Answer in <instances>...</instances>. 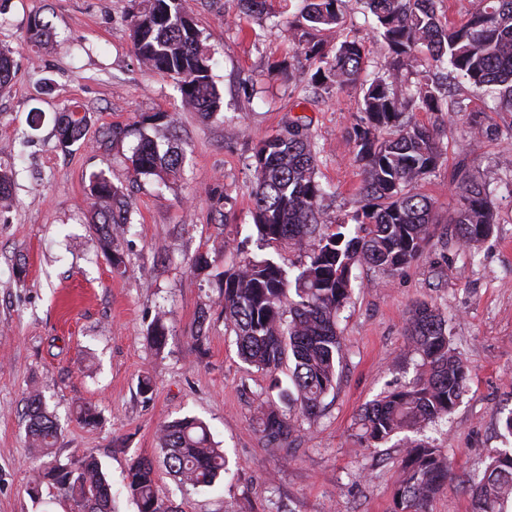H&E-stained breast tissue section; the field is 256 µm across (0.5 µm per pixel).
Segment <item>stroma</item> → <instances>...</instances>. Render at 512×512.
<instances>
[{
	"mask_svg": "<svg viewBox=\"0 0 512 512\" xmlns=\"http://www.w3.org/2000/svg\"><path fill=\"white\" fill-rule=\"evenodd\" d=\"M136 0H7L0 8V50L15 65L0 95V169L13 175V196L0 211V512H77L53 485L31 487L33 455L25 404L42 393L62 434L61 460L90 453L112 486L116 512H138L125 483L131 464L158 460L159 430L184 416L202 419L224 448L228 471L210 486H183L166 470L157 479L174 512H396L405 450L398 439L368 448L358 417L387 391L411 385L421 359L405 334L412 306L435 304L449 319L452 344L471 380L454 413L426 428L422 442L446 454L457 477L484 466L489 452L512 448L501 420L512 411V197L500 181L512 173V141L465 135L467 114L452 116L443 138L445 162L420 186L440 224L456 208L452 173L459 163L478 171L495 199L498 222L472 247L433 240L423 258L396 274L355 268L349 304L339 315L345 358L336 387L315 420H302L287 450L265 448L257 426L262 396H276L272 378L243 362L224 324L219 290L197 274L192 257L209 254L215 270L230 262L224 238L284 266L298 252L258 245L251 237L254 185L249 157L262 138L305 116L322 146L318 175L331 196L329 214L359 209L362 175L352 127L359 91L311 89L288 22L240 17L235 0H183L211 56L222 104L209 119L187 106L175 79L143 70L128 14ZM346 34L364 43L370 62L389 48L359 0H348ZM52 27L46 44L32 42L31 20ZM304 106H295L297 96ZM80 106L84 139L61 150L57 112ZM44 113L30 128L32 109ZM170 116L185 153L181 177L169 186L137 177L128 158L139 133L153 134ZM122 135L114 139L112 128ZM101 173L123 188L131 222L115 236L126 260L113 271L90 228L86 189ZM208 312L203 350L192 339ZM168 320L170 336L155 349L148 328ZM150 376L154 392L138 382ZM96 406L102 422L80 424L79 405ZM449 482L428 512H470L469 498Z\"/></svg>",
	"mask_w": 512,
	"mask_h": 512,
	"instance_id": "stroma-1",
	"label": "stroma"
}]
</instances>
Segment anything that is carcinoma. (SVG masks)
I'll list each match as a JSON object with an SVG mask.
<instances>
[{"label": "carcinoma", "instance_id": "carcinoma-1", "mask_svg": "<svg viewBox=\"0 0 512 512\" xmlns=\"http://www.w3.org/2000/svg\"><path fill=\"white\" fill-rule=\"evenodd\" d=\"M268 0H237L245 16L271 14ZM375 18L376 33L388 44L393 62L367 70L361 42L344 36V0H300L288 22L298 53L308 64L310 83L325 90L356 87L362 93L359 121L351 140L362 174L360 209L332 218L323 208L328 195L318 180L322 148L310 124L299 116L253 148V228L257 240L284 245L301 256L293 275L272 258L249 256L243 245L224 243L234 262L215 274L225 324L234 332L239 356L255 368L273 373L285 359L294 368L283 409L266 398L258 408L261 437L272 448H286L298 418L318 415L336 386V369L344 358L338 316L352 290L357 266L391 275L419 260L435 237L438 219L433 202L419 186L443 164L446 125H430L417 112L436 117L469 112L468 133L500 137L484 125L480 111H468L461 91L492 94L495 112L512 113V0H472L458 21L443 23L436 0H358ZM136 57L144 67L178 80L184 102L207 118L221 108L210 56L182 0H146L130 14ZM12 57L0 51V92L11 87ZM86 116L75 110L57 118L58 144L66 150L81 140ZM183 151L170 138L140 135L128 157L137 176L166 183L181 174ZM457 206L450 223L462 246L486 239L496 224L494 199L472 169L462 165L454 176ZM91 224L102 246L112 251V265H125L112 250L120 225L130 223L123 191L102 174L90 179ZM170 326L165 316L152 322L148 338L162 349ZM407 336L421 357V372L409 386L395 389L360 414L361 439L381 443L402 438L404 478L396 490L398 512H426L427 505L452 476L447 456L411 438L448 417L465 392L469 369L453 347L448 321L432 304L421 301L411 311ZM28 434L38 464L37 480L58 485L79 512H112V487L92 456L62 462L53 451L59 435L54 416L39 394L27 402ZM163 465L180 482L209 486L227 470L224 452L215 447L208 426L185 417L162 426ZM470 498L471 512H509L512 504V448L489 455L484 469L459 482ZM126 488L139 512H173L155 479L154 463L137 460Z\"/></svg>", "mask_w": 512, "mask_h": 512}]
</instances>
